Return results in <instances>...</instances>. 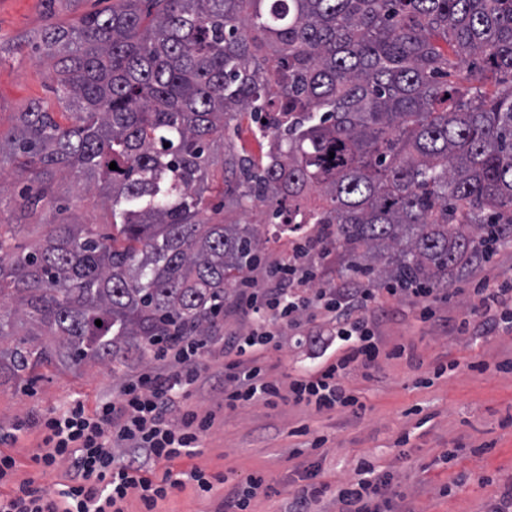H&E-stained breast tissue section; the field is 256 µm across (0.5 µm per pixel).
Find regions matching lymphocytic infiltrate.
<instances>
[{
    "label": "lymphocytic infiltrate",
    "mask_w": 512,
    "mask_h": 512,
    "mask_svg": "<svg viewBox=\"0 0 512 512\" xmlns=\"http://www.w3.org/2000/svg\"><path fill=\"white\" fill-rule=\"evenodd\" d=\"M312 249V243H295L288 261L271 268V276L280 283L273 297L264 296L250 282L240 288L238 305L251 328L224 347L225 409L233 411L256 399L271 403L284 395L317 412L356 405L343 378L352 367H369L379 356L366 312L380 302L384 291L357 280L319 289L313 301H306L298 289L317 274L308 262ZM311 305L333 325L336 357L281 387L260 365L257 353L273 340L276 328L301 327L302 314ZM472 312L478 323L466 319L460 327L471 330L474 338L511 333L512 275L479 282L472 290ZM205 347L198 336L184 337L173 347L158 345L155 357L173 358L175 368L165 374L149 368L140 371L124 384L118 401L103 400L89 410L75 400L49 414L14 421L0 433V442L38 426L44 433V451L35 459L40 474L64 464L70 472L64 488L54 494L30 482L15 488L11 482L16 461L0 454V512H123L132 492L152 512L159 499L189 482L211 493L214 485L202 469H172L176 460L193 455L213 424L212 416L181 407L186 388L207 368ZM386 483L372 462L360 461L357 480L336 492L338 512H364L367 490Z\"/></svg>",
    "instance_id": "1"
}]
</instances>
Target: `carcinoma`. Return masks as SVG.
Returning a JSON list of instances; mask_svg holds the SVG:
<instances>
[{"label":"carcinoma","mask_w":512,"mask_h":512,"mask_svg":"<svg viewBox=\"0 0 512 512\" xmlns=\"http://www.w3.org/2000/svg\"><path fill=\"white\" fill-rule=\"evenodd\" d=\"M38 49L66 111L34 101L0 131V170L38 191L0 224V385L216 335L260 267L238 219L258 206L403 288L512 243V85H484L512 76V0H112ZM462 56L483 66L455 82ZM243 115L258 159L224 137ZM64 176L108 189L110 230L62 220L19 249Z\"/></svg>","instance_id":"carcinoma-1"}]
</instances>
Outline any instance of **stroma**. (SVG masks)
<instances>
[{
    "mask_svg": "<svg viewBox=\"0 0 512 512\" xmlns=\"http://www.w3.org/2000/svg\"><path fill=\"white\" fill-rule=\"evenodd\" d=\"M111 0H0V129L10 130L31 102L62 111L51 91L47 63L33 44L48 24H67L78 16L105 11ZM56 202L38 209L34 222L17 236L23 248L39 241L46 225L108 224L111 212L100 192H77L71 179L54 184ZM317 279L305 297L338 283L344 268L336 244L316 248ZM512 266V245L498 248L489 260L455 276L457 294L434 302V315L420 320L423 299L401 291L367 311L381 349L370 369H354L344 384L359 406L320 414L288 400L261 401L233 412L224 409V343L231 333L248 331L236 312L235 296L224 302V326L208 340V368L189 387L185 406L212 415L213 425L192 457L177 469L196 466L226 476L210 494L194 485L159 500L154 512H218L231 488L244 487L263 474L268 490L251 502V512H289L292 499L306 486L324 484L320 512H336V491L354 482L360 459L373 462L390 483L370 495V512H494L512 490V333L476 340L470 333L449 332L448 322L469 316V290L480 280L497 277ZM321 334L281 328L260 352L272 378L287 382L316 370L328 339ZM152 356L127 371L112 374L101 364L49 368L28 385H0V427L81 400L94 409L100 400H118L129 375L156 366ZM43 433L31 427L0 451L17 461L13 484L35 480L46 491L66 483V467L39 475Z\"/></svg>",
    "mask_w": 512,
    "mask_h": 512,
    "instance_id": "obj_1",
    "label": "stroma"
}]
</instances>
